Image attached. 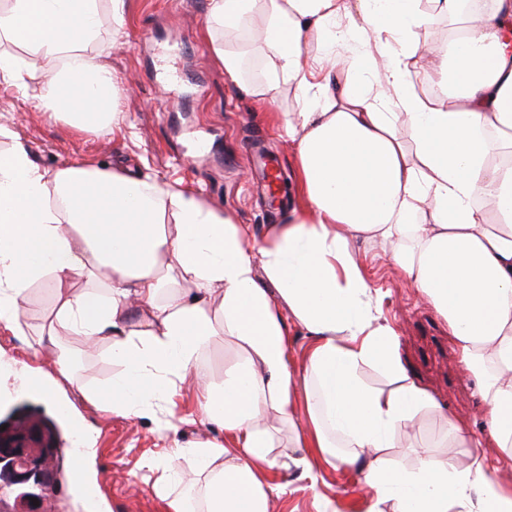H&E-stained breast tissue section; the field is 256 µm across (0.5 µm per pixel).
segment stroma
I'll use <instances>...</instances> for the list:
<instances>
[{
    "label": "stroma",
    "mask_w": 512,
    "mask_h": 512,
    "mask_svg": "<svg viewBox=\"0 0 512 512\" xmlns=\"http://www.w3.org/2000/svg\"><path fill=\"white\" fill-rule=\"evenodd\" d=\"M224 40L246 51V82L265 78L262 53L247 34L228 38L223 27L208 22L206 0H128L122 32L113 34L112 16L102 12L97 39L89 47L91 54L108 60L122 79V133L73 134L17 88L4 85H0V125L10 127L29 145L45 171L72 162L139 171L196 192L208 206L231 213L237 223L263 234L272 225L287 223L301 202L292 196L281 207L267 206L250 149L262 143L283 175L294 176L296 145L285 135L281 120L297 111L298 102L290 85L269 106L229 82L211 51L212 42ZM357 258L380 293L382 317L396 331V352L410 380L437 404L424 417L414 441L397 443L390 457L412 465L428 444L433 456L466 467L477 451L455 447L453 440L444 438L441 418L450 416L477 435L486 407L476 381L459 362L447 321L403 277L388 253L366 244L360 246ZM52 303L47 290L32 288L24 335L0 334V413L34 406L55 419L65 439L71 425L79 424L92 489L111 497L112 512H165L164 502L153 492L158 475L142 469V458L167 448L171 440L184 445L220 440L223 431L211 424H184L169 440L141 418L122 417L85 402L62 416L55 404L12 389L9 379L25 363L55 386L63 384L51 359L31 357ZM62 343L75 356L74 376L81 384L101 388L109 382L117 366L107 347L88 352L74 336L63 337ZM272 454L282 463L276 481L283 487L273 499L272 512H319L323 507L328 512H365L370 492L357 469L316 466L305 473L284 466L288 456H300V449L276 448Z\"/></svg>",
    "instance_id": "1"
}]
</instances>
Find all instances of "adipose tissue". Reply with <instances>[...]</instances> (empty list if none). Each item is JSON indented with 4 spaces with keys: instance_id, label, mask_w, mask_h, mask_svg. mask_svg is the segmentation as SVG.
<instances>
[{
    "instance_id": "1",
    "label": "adipose tissue",
    "mask_w": 512,
    "mask_h": 512,
    "mask_svg": "<svg viewBox=\"0 0 512 512\" xmlns=\"http://www.w3.org/2000/svg\"><path fill=\"white\" fill-rule=\"evenodd\" d=\"M10 2L0 35L34 58L0 54V84L24 90L38 79L34 100L74 132L118 129L119 86L87 51L100 0ZM431 2L427 12L421 0H207L209 21L248 28L266 61V79L246 85L241 51L212 44L225 76L268 104L287 81L301 101L284 128L297 143L303 206L264 239L190 191L123 169L73 163L49 173L20 141L0 154V332L23 334L31 287L47 288L43 336L107 344L119 367L91 403L151 417L164 434L178 425L172 397L188 382L194 421L224 431L143 459L166 512H188L170 494L185 456L205 480L204 512H269L270 451L283 426L305 451L294 466L359 468L369 512L388 500L393 512H512V488L480 457L461 469L427 453L409 467L385 456L435 403L407 379L355 259L360 243L388 252L430 298L480 383L485 431L450 420L453 439L494 445L512 461V0L474 10ZM432 12L461 24L433 61L436 102L412 81L423 52L411 35ZM295 326L311 339L300 373L289 360ZM227 336L242 357L218 386L199 359ZM369 363L391 390L362 383Z\"/></svg>"
}]
</instances>
